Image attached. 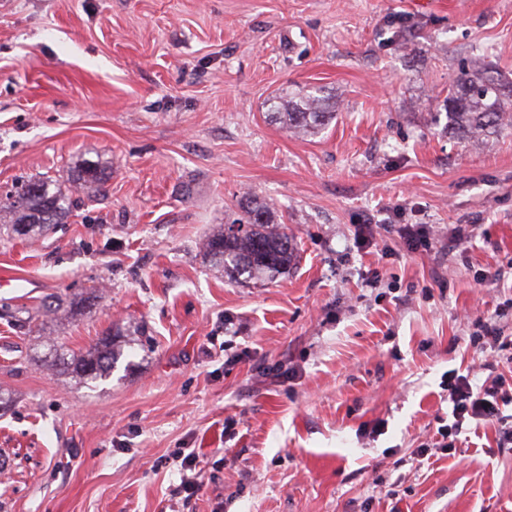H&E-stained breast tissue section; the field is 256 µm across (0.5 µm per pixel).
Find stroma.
Here are the masks:
<instances>
[{
  "mask_svg": "<svg viewBox=\"0 0 512 512\" xmlns=\"http://www.w3.org/2000/svg\"><path fill=\"white\" fill-rule=\"evenodd\" d=\"M474 61L512 80V0H0V196L112 164L48 236L0 237L26 279L0 288V512H512L511 405L413 456L451 421L448 370L512 377V126L478 149L432 123ZM319 88L320 134L270 118ZM249 193L297 259L231 283L199 246ZM100 282L89 311L3 315ZM483 320L502 350L471 346ZM128 326L96 388L43 363Z\"/></svg>",
  "mask_w": 512,
  "mask_h": 512,
  "instance_id": "obj_1",
  "label": "stroma"
}]
</instances>
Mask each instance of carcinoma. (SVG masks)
<instances>
[{"label":"carcinoma","instance_id":"1","mask_svg":"<svg viewBox=\"0 0 512 512\" xmlns=\"http://www.w3.org/2000/svg\"><path fill=\"white\" fill-rule=\"evenodd\" d=\"M336 100L328 95L300 92L292 98L271 100V108L287 130L299 137L320 133L336 116ZM444 113L434 120L444 130L479 147L512 123V81L492 69L462 68L455 86L448 90ZM110 166L85 160L69 168L61 179L32 178L6 195L0 204V230L18 237L45 236L68 217L75 190L105 191ZM245 219L226 224L208 236L202 245L204 256L224 272L230 282L273 278L288 273L295 264L297 249L285 227L277 222L273 208L253 200L245 207ZM121 329L84 350L75 352L65 344L54 346L57 361L71 377L89 384L109 377L122 355Z\"/></svg>","mask_w":512,"mask_h":512}]
</instances>
